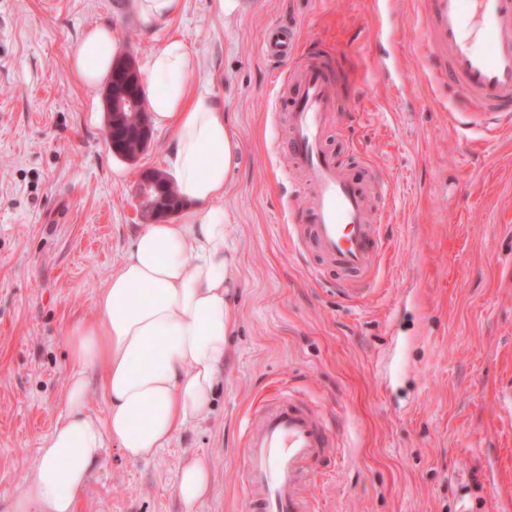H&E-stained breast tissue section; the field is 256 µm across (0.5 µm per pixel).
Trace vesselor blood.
<instances>
[{"label":"vessel or blood","instance_id":"1","mask_svg":"<svg viewBox=\"0 0 512 512\" xmlns=\"http://www.w3.org/2000/svg\"><path fill=\"white\" fill-rule=\"evenodd\" d=\"M429 66L448 78V95L461 137L468 116L488 130L512 124V0H423ZM268 60L288 63L289 159L310 198L312 229L288 233L295 247L312 242L343 274L374 275L385 238L372 215L384 183L370 162L348 165L323 147V130L336 111L334 83L315 39L296 27H270L262 43ZM334 442L321 411L282 394L245 423L242 466L249 501L261 512H311L306 476L323 464Z\"/></svg>","mask_w":512,"mask_h":512}]
</instances>
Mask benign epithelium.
Returning a JSON list of instances; mask_svg holds the SVG:
<instances>
[{
    "label": "benign epithelium",
    "instance_id": "obj_1",
    "mask_svg": "<svg viewBox=\"0 0 512 512\" xmlns=\"http://www.w3.org/2000/svg\"><path fill=\"white\" fill-rule=\"evenodd\" d=\"M131 61L132 56L126 54L113 65L105 91L107 140L112 151L122 153L127 161L136 160L145 151L152 136V126L146 118L142 122L140 141L133 152L130 153L112 142V127L116 126L125 115L134 113L148 115L144 101L135 93L136 86L140 85V75ZM169 189L170 180L162 172L143 171L136 187L137 211L140 217L156 222L171 215L173 210L167 208Z\"/></svg>",
    "mask_w": 512,
    "mask_h": 512
}]
</instances>
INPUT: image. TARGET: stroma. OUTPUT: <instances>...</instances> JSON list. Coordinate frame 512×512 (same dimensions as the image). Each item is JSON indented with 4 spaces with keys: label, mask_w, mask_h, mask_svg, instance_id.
<instances>
[{
    "label": "stroma",
    "mask_w": 512,
    "mask_h": 512,
    "mask_svg": "<svg viewBox=\"0 0 512 512\" xmlns=\"http://www.w3.org/2000/svg\"><path fill=\"white\" fill-rule=\"evenodd\" d=\"M278 22L336 60L326 149L368 156L386 183L374 199L386 251L361 296L340 294L358 280L297 253L282 221L305 188L288 170L287 69L261 52ZM100 25L140 69L182 39L223 104L242 142L224 194L239 289L210 419L138 462L110 446L77 512H185L189 455L213 476L196 512H246L243 419L279 391L320 406L334 439L310 479L315 512H512V128L460 139L424 57L420 0H240L229 17L181 0L152 27L135 0H0V512L61 417L65 334L124 259L140 173L167 168L165 131L134 163L107 145L104 92L70 65Z\"/></svg>",
    "instance_id": "1"
}]
</instances>
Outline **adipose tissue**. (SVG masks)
<instances>
[{
  "label": "adipose tissue",
  "instance_id": "obj_1",
  "mask_svg": "<svg viewBox=\"0 0 512 512\" xmlns=\"http://www.w3.org/2000/svg\"><path fill=\"white\" fill-rule=\"evenodd\" d=\"M117 42L110 28L83 35L71 57L76 77L94 87L111 72ZM187 44L169 39L142 76L153 126L167 129L180 220L139 227L122 263L95 297V312L67 332L72 363L64 412L37 450L34 477L10 497L9 512H76L108 444L136 462L174 434L207 421L233 334L238 271L222 201L241 151L209 85L192 80ZM99 373L102 411L88 404ZM211 493V470L186 457L177 494L186 512Z\"/></svg>",
  "mask_w": 512,
  "mask_h": 512
}]
</instances>
